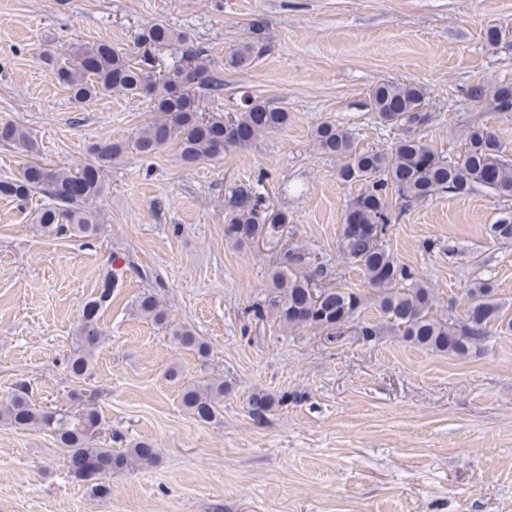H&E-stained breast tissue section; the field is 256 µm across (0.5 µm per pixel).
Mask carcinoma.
I'll return each mask as SVG.
<instances>
[{
	"instance_id": "carcinoma-1",
	"label": "carcinoma",
	"mask_w": 512,
	"mask_h": 512,
	"mask_svg": "<svg viewBox=\"0 0 512 512\" xmlns=\"http://www.w3.org/2000/svg\"><path fill=\"white\" fill-rule=\"evenodd\" d=\"M264 28L262 21L252 24V37L230 50L227 66L245 69L252 64L261 50ZM174 44L182 46L183 51L174 64V74L169 76L156 70L152 52ZM136 48L141 54L124 52L109 43L81 44L58 68L55 50L46 49L44 58L78 103L112 92L144 97L153 103L159 117L143 126L133 140L132 148L138 154L150 156L175 143L182 163L196 166L287 126V112L255 100L246 101L242 113L233 116L207 114L188 105L189 92L218 94L224 90V79L203 61L202 50L191 45L187 33L154 24L141 32ZM469 97L493 112H512L511 84H479L471 89ZM371 107L382 125L405 131L389 152L358 149L351 132L331 122L319 124L313 133L316 149L337 159L338 178L362 184L361 193L345 210L339 251L375 291L377 311L394 335L427 351L464 357L478 349L491 334L490 326L503 318L501 303L495 299L496 288L487 280H476L467 289L462 317L433 313L434 292L420 283L409 267L399 264L386 247L385 237L395 219L389 198L397 195L396 205L403 211L440 192L465 195L476 185L494 196L512 197V155L490 128L475 124L467 128L466 150L456 160L422 143L412 131L427 124L431 114L423 90L415 84L388 82L377 86L371 93ZM0 142L27 150L33 147L28 132L13 122L0 123ZM126 149L121 142L97 144L93 159L74 171L28 164L19 177L0 181V196L24 202L35 193L45 195L52 204L37 215L44 235L74 232L91 238L98 232L97 213L91 204L102 192L103 169ZM224 213V237L238 247L273 237L283 225L291 223L288 212L267 204L252 184L231 188L224 198ZM124 273L123 267L108 269L101 292L83 306L76 346L64 358L65 368L75 380L84 379L93 367L95 350L103 336L99 314ZM327 277L326 266L308 261L299 250H287L271 273V289L265 299L251 306L253 317L260 321L273 319L286 329L317 327L336 336L359 317L362 298L351 288L324 284ZM137 310L142 317L168 329L178 346L201 358L209 355V344L191 328L170 320L154 295L140 296ZM227 393L222 380L192 384L181 390V404L199 421L210 423L218 420ZM72 396L82 404L74 413L38 409L30 401L29 383L23 380L0 403V420L18 429L53 432L65 449L68 473L84 483L93 496L109 493L105 479L113 474L155 462L158 450L150 442L140 441L119 451L91 446L99 426L98 411L84 403L83 390H73ZM289 399L286 392L258 390L248 397V414L260 422L268 413L288 405Z\"/></svg>"
}]
</instances>
